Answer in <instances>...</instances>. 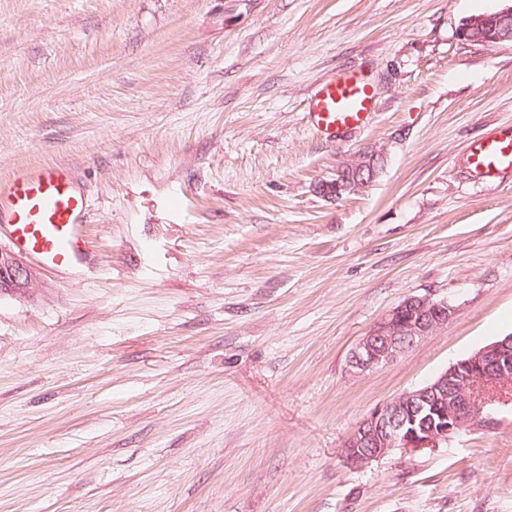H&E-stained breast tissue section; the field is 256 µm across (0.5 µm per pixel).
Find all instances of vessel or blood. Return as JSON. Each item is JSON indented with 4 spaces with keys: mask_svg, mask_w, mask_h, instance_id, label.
I'll return each mask as SVG.
<instances>
[{
    "mask_svg": "<svg viewBox=\"0 0 512 512\" xmlns=\"http://www.w3.org/2000/svg\"><path fill=\"white\" fill-rule=\"evenodd\" d=\"M376 108L366 76L342 70L316 89L308 116L318 133L334 137L365 128ZM467 161L486 178L512 174V126L473 141ZM85 207V196L65 164L20 171L0 186V224L7 225L14 248L57 270L74 267L85 256Z\"/></svg>",
    "mask_w": 512,
    "mask_h": 512,
    "instance_id": "obj_1",
    "label": "vessel or blood"
}]
</instances>
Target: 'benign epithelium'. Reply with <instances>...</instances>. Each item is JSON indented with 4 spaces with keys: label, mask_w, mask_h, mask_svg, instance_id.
Returning a JSON list of instances; mask_svg holds the SVG:
<instances>
[{
    "label": "benign epithelium",
    "mask_w": 512,
    "mask_h": 512,
    "mask_svg": "<svg viewBox=\"0 0 512 512\" xmlns=\"http://www.w3.org/2000/svg\"><path fill=\"white\" fill-rule=\"evenodd\" d=\"M470 42H512V5L491 15L464 20L459 27ZM377 154L358 157L322 181L316 192L338 199L360 191L377 176ZM39 270L13 249L0 245V293L26 296L39 281ZM456 306L430 295H409L356 344L349 367L358 373L386 365L448 326ZM512 390V334L462 358L426 385L406 391L372 409L344 441L347 459L363 466L393 450L404 454L437 448L468 427L493 423L489 407Z\"/></svg>",
    "instance_id": "obj_1"
}]
</instances>
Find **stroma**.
<instances>
[{
  "instance_id": "1",
  "label": "stroma",
  "mask_w": 512,
  "mask_h": 512,
  "mask_svg": "<svg viewBox=\"0 0 512 512\" xmlns=\"http://www.w3.org/2000/svg\"><path fill=\"white\" fill-rule=\"evenodd\" d=\"M512 0H0V184L65 162L93 271L0 295V512H512L495 429L351 465L376 405L512 333V177L469 144L512 124V43L457 35ZM364 73L336 139L317 87ZM375 150L362 191L318 182ZM448 328L363 374L408 295ZM376 108V94L366 76L342 70L319 85L307 114L318 133L335 138L365 128Z\"/></svg>"
}]
</instances>
